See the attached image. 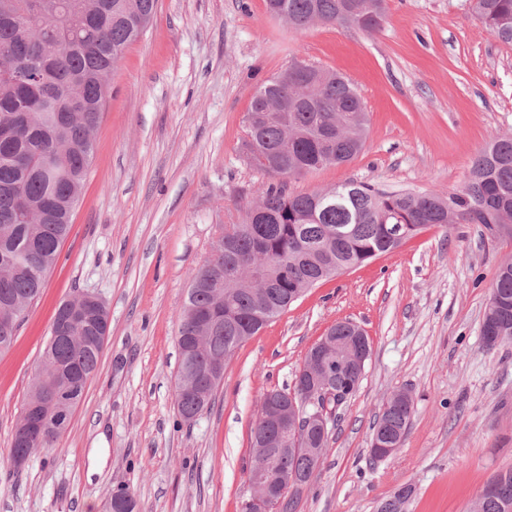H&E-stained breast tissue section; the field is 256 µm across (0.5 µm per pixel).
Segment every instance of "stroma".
Returning a JSON list of instances; mask_svg holds the SVG:
<instances>
[{"instance_id":"35a3bbf8","label":"stroma","mask_w":512,"mask_h":512,"mask_svg":"<svg viewBox=\"0 0 512 512\" xmlns=\"http://www.w3.org/2000/svg\"><path fill=\"white\" fill-rule=\"evenodd\" d=\"M302 61L336 71L370 118L352 162L286 180L310 192L353 180L383 191L460 190L495 136H512V47L470 0H386L365 31L294 32L266 0H158L109 78L81 198L58 259L12 347L0 353V512H105L129 489L141 512H242L262 393L292 389L334 323L371 355L296 512H376L410 484V512H470L512 467V341L487 348L484 311L512 241L478 224L432 226L393 252L309 289L243 343L215 403L192 422L176 400L179 317L191 273L269 178L243 148L261 84ZM99 295L109 337L98 373L54 448L14 468L9 450L58 305ZM414 401L391 458L372 461L387 398Z\"/></svg>"}]
</instances>
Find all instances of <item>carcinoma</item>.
Returning a JSON list of instances; mask_svg holds the SVG:
<instances>
[{
    "label": "carcinoma",
    "mask_w": 512,
    "mask_h": 512,
    "mask_svg": "<svg viewBox=\"0 0 512 512\" xmlns=\"http://www.w3.org/2000/svg\"><path fill=\"white\" fill-rule=\"evenodd\" d=\"M347 0H276L288 16V26L303 33L313 19L373 30L381 25L384 8L376 0H359L368 6L343 15ZM138 12L150 22L157 0H112ZM28 0H0V352L11 347L28 305L40 294L47 273L67 237L73 208L88 171L93 139L90 130L99 123L106 89L114 66L140 34L128 23L98 20L94 28L72 32L52 20L36 28L27 15ZM473 13L500 43L512 45V0H473ZM85 41L70 51L42 63L33 79L17 83V73L44 54L45 43ZM288 101V124L294 138L283 154L284 129L271 117L268 99ZM246 126L245 149L253 164L274 179L284 180L328 166H342L364 148L368 116L353 85L333 71L300 61L262 85L254 95ZM261 200L271 221L249 228L232 224L224 229L211 255L209 274L226 278L224 246L274 270L288 261V276L266 292L234 285L232 317L222 329L210 333L202 346L192 334L194 322L209 315L213 297L208 288L187 292L178 326L181 342L178 374L191 376L206 361L222 358L238 336L257 334L268 322L295 302L305 284L316 285L337 271L364 264L398 248L421 230L439 225L481 224L497 240H512V137L495 136L473 159L466 185L452 193L384 192L364 183L346 181L326 190L288 192L270 184ZM491 291L499 306L490 311L488 328L481 331L485 346L496 347L490 334L512 340V259L499 266ZM359 326L341 321L330 327L339 352L357 340ZM70 340L50 334L42 362L32 379L26 404L37 393L62 384L69 372L90 380L101 363L104 339L94 322L85 321ZM340 404L353 395L361 377L350 368L335 377ZM221 384L204 389L202 397L177 402L181 418L211 408ZM413 400L386 403L373 422L372 434L405 438L413 414ZM56 438L32 439L22 444L12 438L10 453L27 449L35 455L53 446ZM330 438L317 434L289 439L293 451L274 461L276 469L303 475L312 470L308 448H327ZM472 512H504L512 505V468L488 481ZM411 485L399 487L378 504V512H403L404 501L414 497Z\"/></svg>",
    "instance_id": "carcinoma-1"
}]
</instances>
